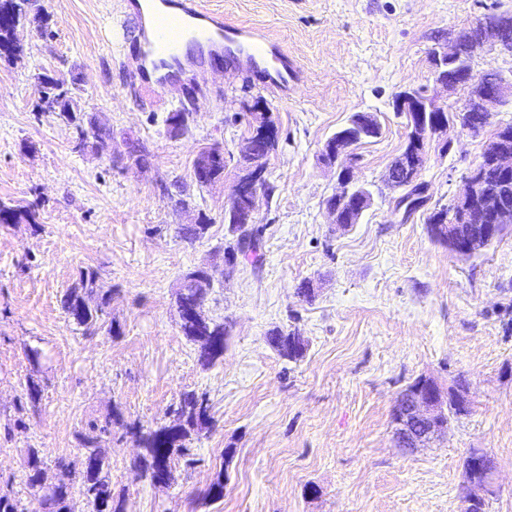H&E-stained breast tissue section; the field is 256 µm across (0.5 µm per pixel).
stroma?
<instances>
[{
	"label": "stroma",
	"mask_w": 512,
	"mask_h": 512,
	"mask_svg": "<svg viewBox=\"0 0 512 512\" xmlns=\"http://www.w3.org/2000/svg\"><path fill=\"white\" fill-rule=\"evenodd\" d=\"M202 2L280 42L299 70L287 97L239 80L233 64L207 70L187 130L171 136L180 85L149 91L131 78L136 60L106 46L118 0H37L22 53L0 58V202L36 211L35 223L0 224V489L34 512L27 449L42 450L50 486L58 461L80 468L89 434L122 512H462L464 459L484 448L497 487L486 512H512V230L461 257L427 225L512 123V97L480 132L451 130L448 153L431 149L423 208L396 212L400 192L383 183L407 134L394 94L422 87L461 108L467 90L436 85L430 52L484 12L511 14L512 0ZM44 75L69 84L79 118L111 126L110 149L77 148L74 124L40 110ZM258 98L279 130L276 190L257 215L261 262L226 280L224 208ZM357 112L374 114L381 133L354 149L373 202L344 229L325 210L338 181L321 149ZM135 147L148 150L146 166L129 160ZM211 147L224 151V178L202 189L192 166ZM200 213L208 234L183 240L178 226ZM199 267L214 276L205 313L229 327L209 367L176 311L182 276ZM89 272V306L112 296L93 335L64 309ZM306 281L309 298L297 293ZM276 327L303 337L300 360L269 345ZM422 376L446 391L466 382L470 409L408 451L390 413ZM186 391L207 398L212 425L192 432L169 484L137 480L140 432L174 424ZM219 474L223 498L205 499Z\"/></svg>",
	"instance_id": "stroma-1"
}]
</instances>
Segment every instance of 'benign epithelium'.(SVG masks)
<instances>
[{
	"mask_svg": "<svg viewBox=\"0 0 512 512\" xmlns=\"http://www.w3.org/2000/svg\"><path fill=\"white\" fill-rule=\"evenodd\" d=\"M511 32V15L489 13L480 17L469 29L472 35L470 50H464L459 35L433 48L430 63L435 83L447 92L462 85L470 89L467 101L457 111H448L446 104L439 103L435 97L419 88L405 89L394 96L393 109L406 116L408 135L415 147L412 159L397 156L384 177L388 186L416 188L413 193H404L397 199V208L410 212L423 205L425 189L420 182V174L433 145L440 146L441 152L447 153V147L452 145L449 136L451 129L458 126L462 130L479 132L487 124L491 112L512 94L511 80L500 75L497 83L491 85L475 74L472 67L476 52L488 38L494 39L501 50L512 53V39L507 37ZM469 112L479 113L480 120L473 123L464 120V115ZM268 117L269 109L264 103L258 102L249 107V125H261L268 139L257 161L253 160L256 155L254 136L250 134L242 140L239 173L232 185L230 206L225 209L232 222L239 225L242 232L240 238L243 240L256 228L257 213L264 197V173L277 141L276 127L268 121ZM354 146L353 136L345 131L338 134L336 139L326 142L321 151V154L331 156L330 165L338 169L339 189L332 196V202L326 204V210L333 223L339 226L343 225L339 205L352 202L363 213L372 202V194L355 179ZM484 155L489 167L499 174L497 190H484V171L481 165H476L465 176L464 191L448 203V223L430 226L435 238L447 243L453 253L461 256H471L492 244L502 235L505 225L512 224V205L509 204V197L512 196V129L501 128L498 136L485 145ZM243 196L251 199V206L245 210L237 206ZM212 285L213 275L204 268L198 269L192 281L181 280L178 296H183L190 289L196 297V306L188 311L189 318L200 320L201 309ZM450 398L459 407H466V385L461 383L455 391L445 393L435 380L420 377L403 389L391 410L397 446L407 450L422 448L447 432ZM464 469L469 488L464 509L466 512H477L487 497L496 492L494 459L485 448H471L465 458Z\"/></svg>",
	"mask_w": 512,
	"mask_h": 512,
	"instance_id": "7a95c632",
	"label": "benign epithelium"
}]
</instances>
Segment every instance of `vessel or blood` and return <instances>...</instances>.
Here are the masks:
<instances>
[{
	"instance_id": "b4317fda",
	"label": "vessel or blood",
	"mask_w": 512,
	"mask_h": 512,
	"mask_svg": "<svg viewBox=\"0 0 512 512\" xmlns=\"http://www.w3.org/2000/svg\"><path fill=\"white\" fill-rule=\"evenodd\" d=\"M154 9L144 12L139 0H119L125 19L136 20L134 50L141 82L164 90L173 73L185 84L197 81L204 67L235 62L246 79L259 82L268 93L287 92L298 76L278 43L268 37L225 22L222 15L206 10L200 0H151Z\"/></svg>"
}]
</instances>
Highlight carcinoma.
I'll use <instances>...</instances> for the list:
<instances>
[{
    "mask_svg": "<svg viewBox=\"0 0 512 512\" xmlns=\"http://www.w3.org/2000/svg\"><path fill=\"white\" fill-rule=\"evenodd\" d=\"M30 8L29 0H0V56L9 57L22 51L27 23L39 19L37 14L30 15ZM40 93L42 108L51 105L53 111L60 113L66 120L75 119V100L63 81L49 76L44 77ZM88 125L99 148L103 149L112 144V128L109 125L95 117L88 119ZM207 157L210 159V165L206 169L205 180L200 183L202 187L207 186L210 181L224 178V152L218 147H212L208 150ZM23 221L36 223L35 212L25 206H8L0 203V224H19ZM210 227V219L201 214L197 223L180 225L179 234L183 239L194 242L205 237ZM111 300L112 295L105 294L100 304L92 308L85 303L83 297L73 291L65 302V308L76 324L84 327L85 332L91 335L98 330L103 308ZM179 327L182 334L195 343L201 336H213L217 339V347L213 351L199 355L202 365H213L224 355V324L211 319L208 326L202 327L182 319L179 321ZM176 413L177 424L160 427L142 437L146 455L136 466L138 478L153 483L173 479L174 459L183 455L191 432L212 423L206 398L199 397L194 392H187L181 396ZM25 464L31 488L41 486L44 460L40 450L27 449ZM109 467V461L102 451L93 447L92 441H87L80 476L82 492L91 507V512H121L119 506L114 504ZM58 468L60 474L57 483L47 494L37 499L38 507L35 512H70V464L60 461Z\"/></svg>",
    "mask_w": 512,
    "mask_h": 512,
    "instance_id": "carcinoma-1",
    "label": "carcinoma"
}]
</instances>
